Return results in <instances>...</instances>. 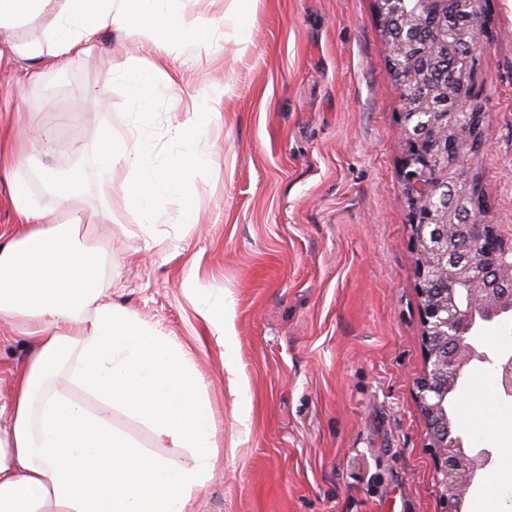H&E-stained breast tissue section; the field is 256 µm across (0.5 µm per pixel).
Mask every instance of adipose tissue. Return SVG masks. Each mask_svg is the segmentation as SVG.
Returning <instances> with one entry per match:
<instances>
[{
    "label": "adipose tissue",
    "instance_id": "1",
    "mask_svg": "<svg viewBox=\"0 0 512 512\" xmlns=\"http://www.w3.org/2000/svg\"><path fill=\"white\" fill-rule=\"evenodd\" d=\"M253 2L228 0L218 23L238 55L252 47L243 19ZM44 16L51 19L44 64L59 69L90 53L91 35L102 27L159 53L169 42L199 44L209 29L161 0H0V29ZM177 75L160 55L124 78L145 109ZM212 118L182 113L170 128L181 151L162 161L151 141L99 130L104 181L118 187L121 206L147 238L174 192L182 198L180 223H198L188 182L206 164L198 143ZM10 201L16 221L0 227V319L13 323L33 353L14 376L9 402L0 404V512H192L215 467L213 412L189 354L112 302V250L95 238L97 225L111 223V209L52 224L23 180L14 182ZM72 385L105 400L107 410H88L70 396ZM115 407L141 419L159 441L193 449L192 463L149 453L114 427Z\"/></svg>",
    "mask_w": 512,
    "mask_h": 512
}]
</instances>
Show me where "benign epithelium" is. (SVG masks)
Here are the masks:
<instances>
[{"label":"benign epithelium","mask_w":512,"mask_h":512,"mask_svg":"<svg viewBox=\"0 0 512 512\" xmlns=\"http://www.w3.org/2000/svg\"><path fill=\"white\" fill-rule=\"evenodd\" d=\"M397 120L405 146L401 179L412 204L411 246L419 254L416 276L428 365L427 373L416 384L417 398L427 423L445 512H462L469 488L489 468L493 452L487 448L477 454L462 437L451 436L449 409L468 359L480 351L477 333L489 323L512 324V287L502 285L500 279L501 261L512 253V248L503 242L496 225L488 221V212L475 210L466 225V240L479 248L480 256H458L454 237L439 234L442 225L435 196L440 188L431 191L425 184L432 159L422 150L420 140L408 131L414 121L419 126L430 125L433 113L424 109L400 112ZM437 164L443 166L445 184L451 187V221L456 202L469 192V186L461 183L467 178L468 159L455 146L440 154ZM496 379L497 395L511 402V346L496 359Z\"/></svg>","instance_id":"benign-epithelium-1"}]
</instances>
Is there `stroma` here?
<instances>
[{
    "instance_id": "1",
    "label": "stroma",
    "mask_w": 512,
    "mask_h": 512,
    "mask_svg": "<svg viewBox=\"0 0 512 512\" xmlns=\"http://www.w3.org/2000/svg\"><path fill=\"white\" fill-rule=\"evenodd\" d=\"M375 0H257L244 18L253 47L235 57L211 29L182 61L175 93L140 115L121 77L151 55L104 28L90 56L44 72L15 124L0 131L54 136L51 153L0 172V225L13 223L12 178L65 219L39 174L79 168L81 204H108L95 164L96 131L138 125L159 158L180 145L168 130L186 105L227 83L220 117L201 140L207 165L190 180L201 221L163 223L147 246L133 217L111 206L114 302L155 324L194 359L216 421L217 461L193 512H444L416 398L427 370L415 253L399 175V96L387 70ZM490 37L475 91L486 113L479 173L490 219L512 244V0H489ZM223 308L216 347L209 307ZM33 352L0 322V403ZM115 427L158 456L186 464L187 448H157L150 429L116 408ZM458 434L497 425L488 478L467 512L512 488V404L463 386Z\"/></svg>"
}]
</instances>
